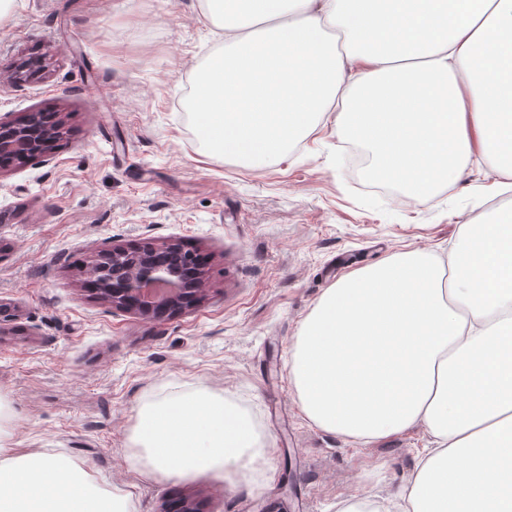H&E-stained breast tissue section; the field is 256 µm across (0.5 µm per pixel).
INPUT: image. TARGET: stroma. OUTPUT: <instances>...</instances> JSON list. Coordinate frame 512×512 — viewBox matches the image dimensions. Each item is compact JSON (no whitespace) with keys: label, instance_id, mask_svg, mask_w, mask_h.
<instances>
[{"label":"stroma","instance_id":"35a3bbf8","mask_svg":"<svg viewBox=\"0 0 512 512\" xmlns=\"http://www.w3.org/2000/svg\"><path fill=\"white\" fill-rule=\"evenodd\" d=\"M223 43L200 0H23L0 23V116L61 113L50 161L0 173V423L13 455H62L134 512H339L397 504L431 446L420 427L357 445L306 416L289 375L300 328L350 271L448 256L462 224L512 205V178L475 152L424 201L373 188L322 123L263 169L200 140L197 76ZM175 240L204 259L195 306L153 319L112 308L85 274L101 251ZM220 393L269 437L251 479L147 472L130 458L140 407Z\"/></svg>","mask_w":512,"mask_h":512}]
</instances>
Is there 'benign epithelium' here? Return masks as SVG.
Segmentation results:
<instances>
[{
    "instance_id": "7a95c632",
    "label": "benign epithelium",
    "mask_w": 512,
    "mask_h": 512,
    "mask_svg": "<svg viewBox=\"0 0 512 512\" xmlns=\"http://www.w3.org/2000/svg\"><path fill=\"white\" fill-rule=\"evenodd\" d=\"M63 138V125L45 112H30L18 122L0 117V160L5 157L53 158ZM178 244L114 247L102 252L89 270L101 298L112 307L160 318L171 310L191 307L205 291L197 259L174 263Z\"/></svg>"
}]
</instances>
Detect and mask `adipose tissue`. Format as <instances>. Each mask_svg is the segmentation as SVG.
<instances>
[{
  "instance_id": "ef3b65f1",
  "label": "adipose tissue",
  "mask_w": 512,
  "mask_h": 512,
  "mask_svg": "<svg viewBox=\"0 0 512 512\" xmlns=\"http://www.w3.org/2000/svg\"><path fill=\"white\" fill-rule=\"evenodd\" d=\"M202 3L224 32L193 98L209 150L259 167L332 111L338 134L371 153V176L408 199L453 184L477 148L512 177V0L464 12L455 0ZM290 372L327 432L432 436L403 512H512V209L463 225L448 260L413 250L337 282L305 319ZM134 443L157 471L249 466L268 452L248 413L208 393L145 405ZM0 512L131 508L41 454L0 459Z\"/></svg>"
}]
</instances>
